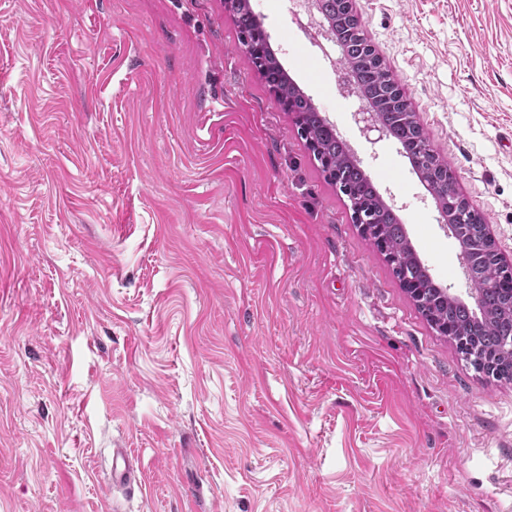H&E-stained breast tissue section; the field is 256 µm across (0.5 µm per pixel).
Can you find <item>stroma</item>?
<instances>
[{
  "label": "stroma",
  "instance_id": "1",
  "mask_svg": "<svg viewBox=\"0 0 512 512\" xmlns=\"http://www.w3.org/2000/svg\"><path fill=\"white\" fill-rule=\"evenodd\" d=\"M273 50L436 281L457 242L287 0ZM512 263V0H354ZM131 449L143 490L112 489ZM0 512H512V383L353 224L224 0H0Z\"/></svg>",
  "mask_w": 512,
  "mask_h": 512
}]
</instances>
